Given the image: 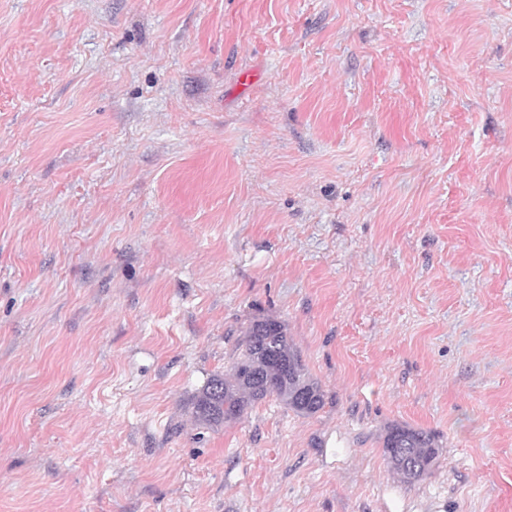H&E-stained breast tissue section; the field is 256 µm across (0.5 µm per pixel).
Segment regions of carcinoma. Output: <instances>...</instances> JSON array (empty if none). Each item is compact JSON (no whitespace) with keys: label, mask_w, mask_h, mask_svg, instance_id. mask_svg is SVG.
<instances>
[{"label":"carcinoma","mask_w":512,"mask_h":512,"mask_svg":"<svg viewBox=\"0 0 512 512\" xmlns=\"http://www.w3.org/2000/svg\"><path fill=\"white\" fill-rule=\"evenodd\" d=\"M236 353L229 370L212 375L195 396L191 415L196 422L218 427L239 420L268 397L306 416L324 407L322 387L302 363L283 321L270 315L254 317L242 331ZM382 448L392 471L408 484L422 478L424 472L403 463L397 449H409L429 469L440 454L432 433L401 423L386 427Z\"/></svg>","instance_id":"obj_1"}]
</instances>
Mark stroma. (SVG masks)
Returning a JSON list of instances; mask_svg holds the SVG:
<instances>
[{"label":"stroma","instance_id":"35a3bbf8","mask_svg":"<svg viewBox=\"0 0 512 512\" xmlns=\"http://www.w3.org/2000/svg\"><path fill=\"white\" fill-rule=\"evenodd\" d=\"M0 512H512V0H0ZM236 353L227 373L212 375L191 403L190 413L199 424L218 427L239 420L274 396L306 416L324 407L322 387L302 363L283 321L254 317L242 331ZM382 448L392 471L408 484H412L426 475L440 454V446L432 433L401 423H393L386 427L382 437ZM395 448H401L405 456L407 448H409L410 453L427 468L424 472L413 470L403 463V459ZM422 464L419 465V469L424 468Z\"/></svg>","mask_w":512,"mask_h":512}]
</instances>
